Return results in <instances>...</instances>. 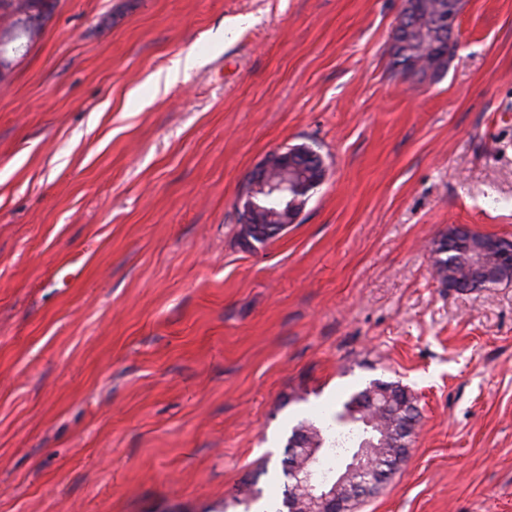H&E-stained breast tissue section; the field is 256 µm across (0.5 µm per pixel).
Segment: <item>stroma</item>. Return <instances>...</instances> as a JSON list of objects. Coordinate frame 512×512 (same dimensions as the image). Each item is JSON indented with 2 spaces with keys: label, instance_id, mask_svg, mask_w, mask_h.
Instances as JSON below:
<instances>
[{
  "label": "stroma",
  "instance_id": "35a3bbf8",
  "mask_svg": "<svg viewBox=\"0 0 512 512\" xmlns=\"http://www.w3.org/2000/svg\"><path fill=\"white\" fill-rule=\"evenodd\" d=\"M404 0H57L0 76V512H242L375 380L420 412L353 512H512V284L443 288L448 225L512 240V0L440 79ZM198 65L170 82L173 62ZM327 175L254 249L272 151ZM402 28L396 30L394 41H400L397 52L392 53V68L403 75H420L437 79L447 70L448 64L456 52L454 37L450 40H425L412 35L408 38L400 34Z\"/></svg>",
  "mask_w": 512,
  "mask_h": 512
}]
</instances>
